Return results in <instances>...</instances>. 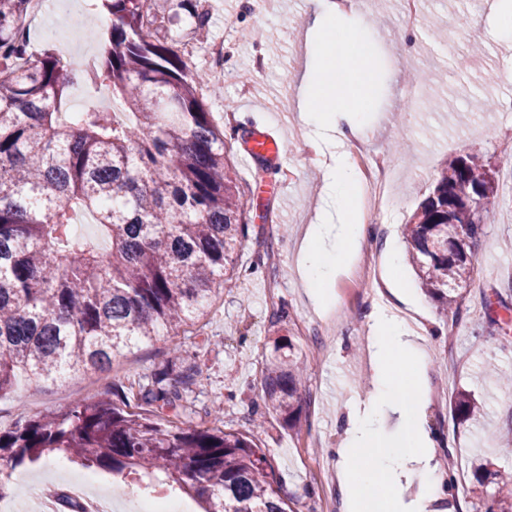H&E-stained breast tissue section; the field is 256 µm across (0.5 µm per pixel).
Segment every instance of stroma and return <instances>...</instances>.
<instances>
[{"label":"stroma","instance_id":"obj_1","mask_svg":"<svg viewBox=\"0 0 512 512\" xmlns=\"http://www.w3.org/2000/svg\"><path fill=\"white\" fill-rule=\"evenodd\" d=\"M209 33L190 41L188 15L165 29L183 52L189 70L221 89L206 107L221 118L227 134L226 157L241 190L254 206L238 265L247 269L237 288L223 290L205 316L167 336L117 354L111 369L72 373L53 383L18 375L12 391L0 398V428L18 419L36 418L66 409L77 400L101 398L112 384L147 381L162 368L173 348L202 368V384L188 398L192 408L223 407L222 427L245 429L251 409L265 413L255 440L270 457L293 512H344L336 478V450L345 438L350 411L363 409L374 386L370 350L371 296L385 288V306L402 316L413 330H429L426 347L433 400L427 410L430 426L444 444L434 461L454 472L452 498L437 503L438 512H473L481 487L471 468L473 457L493 468L512 469V391L501 389L483 367L492 362L512 373V345L502 340L512 330V197L499 194L494 218L484 224L477 242L478 276L467 290L460 312H443L420 288L410 263L399 269L380 264L378 280L349 288L339 274L326 291L348 294L349 301L323 346H316L312 321L319 314L298 272L297 255L322 193L321 170L306 145L297 121L299 88L307 67L311 0H208ZM401 0H375L349 12L342 25L358 29L372 43L369 59L377 98L368 164L386 162L392 199L399 208L395 221L374 217L375 238L368 248L379 257L406 249L403 227L434 186V175L451 156L477 153L504 179L512 154V116L498 103L512 99V41L493 35L489 9L477 0H424L417 26L404 27ZM452 30L451 42L434 39L430 27ZM224 46V65L213 69L211 49ZM273 130L283 145L279 166L240 161V133ZM286 307L288 317L273 325L271 316ZM290 337L310 364L302 424L282 426L264 401V360L277 336ZM466 387L484 401L486 414L478 425L459 426L450 414L454 388Z\"/></svg>","mask_w":512,"mask_h":512}]
</instances>
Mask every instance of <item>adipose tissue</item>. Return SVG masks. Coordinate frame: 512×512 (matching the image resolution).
<instances>
[{
  "instance_id": "1",
  "label": "adipose tissue",
  "mask_w": 512,
  "mask_h": 512,
  "mask_svg": "<svg viewBox=\"0 0 512 512\" xmlns=\"http://www.w3.org/2000/svg\"><path fill=\"white\" fill-rule=\"evenodd\" d=\"M311 61L298 102V119L310 133L315 153L336 144L322 166L323 194L315 220L305 234L298 270L313 303L330 311L326 285L354 260L373 229L358 217L360 176L343 146L368 138L373 125L370 45L353 29L332 30L325 18L344 14L341 0H318ZM374 389L363 411L348 421L338 448L337 478L347 500L346 512H365V490L380 491L391 506L402 505L408 485H416L412 512H434L445 497L450 478L434 462L436 432L426 420L430 395L424 385L429 364L407 323L385 310L373 311ZM394 427L407 436L403 454L372 452V445Z\"/></svg>"
}]
</instances>
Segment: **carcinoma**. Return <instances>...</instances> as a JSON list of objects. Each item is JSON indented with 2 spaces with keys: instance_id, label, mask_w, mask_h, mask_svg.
Instances as JSON below:
<instances>
[{
  "instance_id": "obj_1",
  "label": "carcinoma",
  "mask_w": 512,
  "mask_h": 512,
  "mask_svg": "<svg viewBox=\"0 0 512 512\" xmlns=\"http://www.w3.org/2000/svg\"><path fill=\"white\" fill-rule=\"evenodd\" d=\"M30 2L0 0V397L20 373L54 381L103 372L121 351L200 320L220 287L236 281L228 265L252 208L200 83L168 42L150 39L163 6L89 0L112 24L92 34L99 53L88 72L49 50L30 51ZM178 7L195 30L207 28L203 0ZM81 82L110 87L122 112L64 120L70 86ZM490 171L477 155L448 159L404 226L420 285L445 310L461 309L477 274L475 247L497 206ZM79 213L94 218L109 249L74 231ZM264 372L267 409L297 428L303 361L291 340H274ZM200 375L175 348L146 384L114 385L110 396L0 430V461L64 456L135 479L158 470L201 512H288L279 475L254 441L256 419L243 432L143 411L194 414L181 401ZM451 410L465 424L484 418V402L465 388ZM474 476L492 501L486 512H512V471L481 461Z\"/></svg>"
}]
</instances>
